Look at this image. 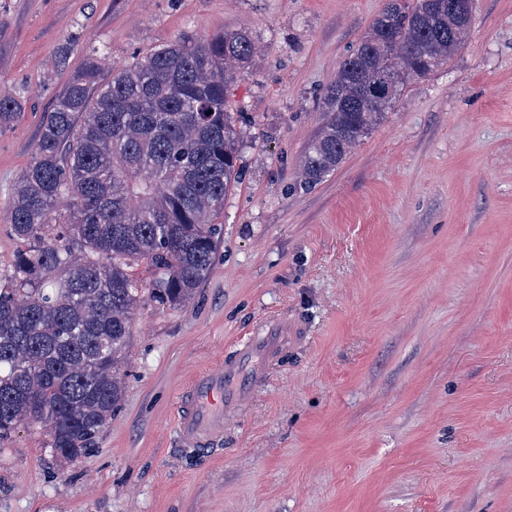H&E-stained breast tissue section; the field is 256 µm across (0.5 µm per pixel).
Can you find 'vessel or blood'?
<instances>
[{"mask_svg": "<svg viewBox=\"0 0 512 512\" xmlns=\"http://www.w3.org/2000/svg\"><path fill=\"white\" fill-rule=\"evenodd\" d=\"M294 337L287 318H269L227 351L216 369L195 377L178 401V446L203 452L217 448L224 437L225 417L269 383Z\"/></svg>", "mask_w": 512, "mask_h": 512, "instance_id": "b4317fda", "label": "vessel or blood"}]
</instances>
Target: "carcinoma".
I'll return each instance as SVG.
<instances>
[{
	"instance_id": "carcinoma-1",
	"label": "carcinoma",
	"mask_w": 512,
	"mask_h": 512,
	"mask_svg": "<svg viewBox=\"0 0 512 512\" xmlns=\"http://www.w3.org/2000/svg\"><path fill=\"white\" fill-rule=\"evenodd\" d=\"M458 2L387 4L326 91L325 123L300 163L304 186L380 124L407 78L449 60L472 19L473 0ZM255 52L243 30L179 38L105 80L112 63L92 48L70 76L7 215L27 248L0 275V439L37 424L55 457H81L122 400L139 303L174 308L209 277L216 220L238 179L227 88ZM381 81L384 99L360 91ZM19 115L0 97V128ZM142 261L154 270L148 288L133 273Z\"/></svg>"
}]
</instances>
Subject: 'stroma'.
I'll return each mask as SVG.
<instances>
[{
    "instance_id": "1",
    "label": "stroma",
    "mask_w": 512,
    "mask_h": 512,
    "mask_svg": "<svg viewBox=\"0 0 512 512\" xmlns=\"http://www.w3.org/2000/svg\"><path fill=\"white\" fill-rule=\"evenodd\" d=\"M386 0H0V272L6 209L85 50L121 69L181 37L248 31L228 87L239 182L213 269L142 306L111 423L77 461L23 424L0 440V512H512V0H474L447 64L304 189L340 62ZM301 333L208 459L177 401L263 318Z\"/></svg>"
}]
</instances>
